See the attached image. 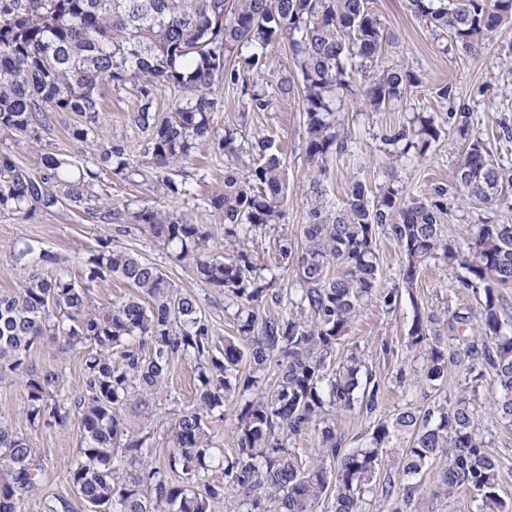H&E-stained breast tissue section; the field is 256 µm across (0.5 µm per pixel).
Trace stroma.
<instances>
[{
    "instance_id": "35a3bbf8",
    "label": "stroma",
    "mask_w": 512,
    "mask_h": 512,
    "mask_svg": "<svg viewBox=\"0 0 512 512\" xmlns=\"http://www.w3.org/2000/svg\"><path fill=\"white\" fill-rule=\"evenodd\" d=\"M371 8L388 36L380 64L407 68L416 74L419 82L403 101L381 112H370L360 105V74H352L347 88L337 90V130L347 138L349 150L329 157L325 163L324 183L329 202H341L345 189L356 181L372 188L392 185L405 203L441 185L448 190V213L442 218L444 230L456 243L463 246L470 243L475 225L512 224V184H504L500 201L491 204L464 199L455 178L463 145L450 119L451 112L466 107L474 121V134L486 143L498 163L512 168V23L489 34L480 47L468 52L458 49L449 39L435 37L425 22L413 15L408 0H371ZM284 78L296 82L300 75L287 44L274 43L264 52L263 66L246 74L248 84L267 91L269 106L262 111L248 108L240 87L227 84L222 89V105L213 114L215 132H223L230 125L238 128L243 138L272 139L284 158L288 193L283 216L278 224L245 242L258 264L264 266L275 264L279 239L300 242L309 208L312 166L305 153V118L297 93L285 94L279 90L278 84ZM445 86L451 89L447 99L438 95L439 89ZM100 98L97 128L100 139L124 142L131 161L140 165L139 175L129 178L102 174L101 209L121 211L149 205L183 210L196 223L210 225L216 241H223L224 226L205 205L208 196L224 184L223 158L210 147H200L184 195L176 199L160 196L154 189L153 171L147 159L140 156L143 134L127 121L129 113L139 105L136 85L129 83L120 90L103 85ZM416 112L433 116L440 132L438 141L426 154L412 152L399 160H388L383 150V135ZM76 121L74 114L60 113L54 125L43 131L39 150L89 167L93 164L90 152L68 135L69 127ZM106 238L111 239L113 248L130 250L157 266L176 287L194 292L217 336L234 335L230 297L199 282L191 269L177 261L171 250L148 230L138 229L131 235L115 238L104 220L66 204L28 217L0 213V293L17 290L21 283L14 268V247L29 243L70 259L71 273L76 276L80 268L75 265V258L98 252ZM376 256L377 289L401 287L405 256L387 232L377 234ZM465 274V269L449 266L443 258L429 260L411 291L402 294L394 311H387L379 300H372L348 327L336 348L337 357L358 349L368 370L383 388L375 413L369 415L356 409L337 416L336 428L344 435L348 447H362L373 425L403 408H424L431 402L449 401L458 396L469 372L467 362L449 365L447 382L439 390H431L422 387L410 374L405 363L404 342L415 313L432 315L431 330L444 339L452 334L449 311L456 309L478 317L484 293L479 289L460 288L459 281ZM29 360L61 372L67 391L74 395L81 393L84 351L60 354L57 343L47 338L31 350ZM195 382L193 365L175 360L170 373L171 395L160 397L152 404L147 446L157 465H166L168 461L173 446L171 427L178 414L193 405ZM27 408L24 389L11 379L0 381V420L27 439L34 460L43 469L39 490L21 504L20 512H43L44 500L58 496L69 501L70 512H86L84 502L68 482V471L80 445L78 425L65 429L37 426L30 423ZM478 425L490 438L499 461L500 494L512 504V426L490 417L480 418ZM445 465V459L441 458L427 466L407 512H477L467 488H460L450 501L437 495L435 487Z\"/></svg>"
}]
</instances>
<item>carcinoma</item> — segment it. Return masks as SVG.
<instances>
[{
	"label": "carcinoma",
	"mask_w": 512,
	"mask_h": 512,
	"mask_svg": "<svg viewBox=\"0 0 512 512\" xmlns=\"http://www.w3.org/2000/svg\"><path fill=\"white\" fill-rule=\"evenodd\" d=\"M431 30L470 51L489 33L512 21V0H408ZM288 42L301 75L298 95L306 125V157L318 166L310 183L307 224L301 245L283 238L278 265L296 273V312L264 315L279 305L272 291L275 273L245 249L249 236L279 222L285 198L283 161L274 142L246 141L224 128L213 139L212 113L221 104L219 82L235 85L240 71L227 66L243 50L246 64L262 66L268 45ZM386 35L370 0H0V133L32 142L60 112L82 122L69 136L94 146L95 169L44 152L40 175L32 176L9 156L0 157V212L26 214L35 204L53 209L66 203L88 215H102L112 232L127 236L146 228L175 258L210 288L232 296L235 334L220 338L198 298L176 289L153 264L129 250H102L81 261L76 281L61 259L27 244L14 253L21 287L0 293V380L23 386L32 424L66 428L73 421L82 443L69 482L87 512H360L373 491L383 459L392 455L399 474L412 481L387 512H406L415 482L434 460L445 458L437 494L450 500L468 488L478 512H509L501 497L500 469L477 424L469 396L487 375V409L512 425V330L504 328L502 292L512 289V224H478L468 250L443 229L448 193L406 205L392 185L371 190L348 186L340 207L327 205L320 174L324 161L348 151L336 132L335 91L346 86L347 69L363 76L362 104L380 112L402 100L417 84L399 66L378 64ZM138 82L141 104L128 120L147 133L143 154L167 197L184 194V165L201 145L224 153V186L206 203L224 224V242L235 254L224 258L208 224L178 210L141 206L101 212L97 186L104 172L125 176L131 168L121 143L91 136L100 115L99 90ZM164 84L178 95L169 111L153 110L154 89ZM465 151L456 172L471 201L499 199L507 167L498 164L472 135L471 113L453 116ZM438 129L419 112L383 136L388 158L412 150L425 154ZM387 231L405 255L404 287L416 282L421 266L442 256L459 265L464 289L483 288L480 316L466 348L470 371L452 401L425 409L407 407L373 426L368 443L348 448L336 432V414L360 402L374 413L380 385L365 369L358 350L347 353L334 373L328 363L338 341L373 298L393 310L399 289L376 291V234ZM53 266L55 271L44 268ZM116 275L135 295L98 304L88 285ZM59 341L63 353L87 350L83 393L63 396L65 380L53 369L28 362L42 337ZM411 371L432 389L448 377L450 348L430 334V320L416 312L405 342ZM195 365V403L172 426L168 466L148 460L147 435L119 414L144 416L152 400L168 393L171 363ZM247 369H241V366ZM237 407L236 448L216 446L209 424L224 418V403ZM317 433L315 459H302L294 442ZM406 444H400V440ZM42 470L32 461L27 439L0 422V512H19L35 492Z\"/></svg>",
	"instance_id": "obj_1"
}]
</instances>
